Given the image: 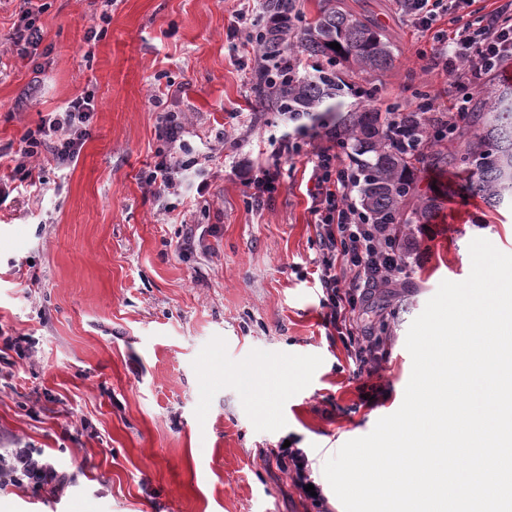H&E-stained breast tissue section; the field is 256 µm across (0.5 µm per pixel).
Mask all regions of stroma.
Returning a JSON list of instances; mask_svg holds the SVG:
<instances>
[{
	"label": "stroma",
	"instance_id": "1",
	"mask_svg": "<svg viewBox=\"0 0 512 512\" xmlns=\"http://www.w3.org/2000/svg\"><path fill=\"white\" fill-rule=\"evenodd\" d=\"M36 3L51 52L24 59L7 40L23 2L0 0V165L15 166L24 132L69 100L93 92L96 110L77 162L46 163L45 193L21 188L0 208V342H18L0 351V454L41 450L68 479L55 494L2 482L0 512H344L326 460L399 409L411 322L441 281L469 276L473 239L512 254V207L491 210L454 190V173L421 171L439 210L408 234L412 273L357 314L382 340L377 401L365 405L313 290L304 157L258 207L240 171L269 167L288 128L260 110L253 48L230 34L242 0ZM344 3L395 47L382 95H447L450 76L423 67L394 0ZM168 112L198 164L160 199L140 175ZM286 369L292 381L274 384ZM259 383L267 419L253 411ZM286 440L306 452L324 506L277 466Z\"/></svg>",
	"mask_w": 512,
	"mask_h": 512
}]
</instances>
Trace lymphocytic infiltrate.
I'll use <instances>...</instances> for the list:
<instances>
[{
    "instance_id": "lymphocytic-infiltrate-1",
    "label": "lymphocytic infiltrate",
    "mask_w": 512,
    "mask_h": 512,
    "mask_svg": "<svg viewBox=\"0 0 512 512\" xmlns=\"http://www.w3.org/2000/svg\"><path fill=\"white\" fill-rule=\"evenodd\" d=\"M402 17L415 31L430 33V49L418 50L419 59L442 64L453 78L455 94L450 105L438 96L420 98L416 108L422 112L458 113L468 109L469 98L484 76L506 59L512 58V0H505L484 17L473 20L469 9L475 0H396ZM95 111L93 94L68 101L61 110L50 113L21 138L23 161L11 174L0 175V203L13 191V182L24 183L31 192L41 193L45 180L27 158L45 153L56 167L66 168L77 161L90 137ZM182 124L176 114L162 120L157 137L162 142L160 160L142 174L143 182L155 195L165 196L178 186V176L192 169L195 159L175 160L173 151L180 139ZM311 182L307 192L318 226L320 270L317 288L319 305L350 352L353 377L361 382L362 399L373 403L376 390L363 384L380 361L377 336L359 333L354 324L357 309L369 302L376 289L388 288L409 277L411 251L401 246L395 230L387 224L371 223L353 200L358 186L355 169L342 165L334 148L317 151L309 159ZM29 481L56 492L66 479L42 451L18 448L0 458V481Z\"/></svg>"
}]
</instances>
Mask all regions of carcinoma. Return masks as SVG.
I'll return each instance as SVG.
<instances>
[{
  "instance_id": "carcinoma-1",
  "label": "carcinoma",
  "mask_w": 512,
  "mask_h": 512,
  "mask_svg": "<svg viewBox=\"0 0 512 512\" xmlns=\"http://www.w3.org/2000/svg\"><path fill=\"white\" fill-rule=\"evenodd\" d=\"M300 13L289 0H266L260 27L254 31L257 69L254 91L265 111L283 117L296 113L298 121L320 123L338 114L334 127L336 149L358 165L359 206L376 224H429L435 218L434 197L418 191L417 171L427 165L459 170L471 192L491 207L512 203V83L484 91L474 112L448 125V132L425 143L420 152L395 137L402 127L411 143L429 129H442L440 116L430 112H402L400 123L388 112L365 107L341 110L339 98L347 89L367 99L379 87H356L358 73H382L394 65L390 43L372 25L336 4L318 0L316 16L299 26L289 13ZM337 42L340 50L330 47Z\"/></svg>"
}]
</instances>
